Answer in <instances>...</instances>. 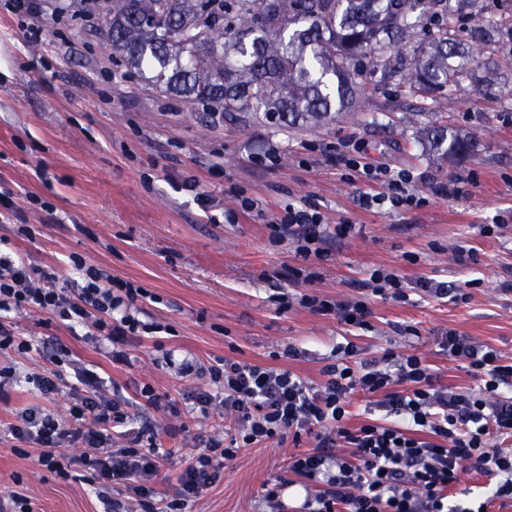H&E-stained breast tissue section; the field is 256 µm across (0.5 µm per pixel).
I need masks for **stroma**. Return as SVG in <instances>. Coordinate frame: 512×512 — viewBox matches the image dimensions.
Listing matches in <instances>:
<instances>
[{
    "mask_svg": "<svg viewBox=\"0 0 512 512\" xmlns=\"http://www.w3.org/2000/svg\"><path fill=\"white\" fill-rule=\"evenodd\" d=\"M478 12L451 15L449 28L468 43L471 29H498L500 38L483 56L451 59L469 76L424 94L378 73H363L362 112L335 122L289 129L257 116L245 123L191 108L181 98L147 89L124 76L99 29L108 2L94 0L92 19L80 15V0H43L35 25L43 40L28 42L17 19L0 9V191L22 208L32 238L14 236V217L0 216V238H10L29 263H66L78 252L113 277L140 283L160 297L143 307V320L171 327L162 349L152 340L130 342V363H114L93 344L62 326H44L43 315L20 318L35 336L36 351L0 355L19 374L39 371L44 351L55 343L70 347L94 365L112 398L132 400L138 422L161 423L159 413L136 405L143 384L175 399L194 392L201 379L179 376L161 362L196 358L210 365L231 358L290 369L313 383L337 345L354 342L364 360L385 350L407 352L396 325L412 326L418 353L438 384L459 390L478 383L458 362L440 352L435 338L448 330L512 357V0H480ZM446 126L449 133L474 136L478 149L447 160L421 131ZM361 140L372 161L419 176L423 206L396 212L364 211L355 199L360 184L329 166L323 152L337 140ZM474 174L462 199L433 193L431 179ZM194 179L195 191L182 189ZM214 199L204 213L197 194ZM54 206L53 213L31 210L28 195ZM258 200L265 213L289 201L315 202L329 223L349 220L354 233L337 241L326 260L314 262L319 279L293 283V248L272 243L264 215L244 213L243 198ZM237 213L234 223L225 211ZM502 218L491 235L481 225ZM473 256L457 262L458 247ZM394 269L409 290L407 302L368 298L370 326L361 330L334 315L299 305L279 308L278 289L316 293L332 299L363 295L360 282L375 267ZM423 278L466 288L467 300L436 299L416 283ZM307 349L309 359L282 357L288 345ZM71 392L54 399L22 387L0 401V512L11 495L29 500L33 512H104L85 481L65 479L41 465L40 448L18 445L6 428L16 410L32 405L66 414ZM303 438L243 450L225 461L223 474L187 512H297L267 500L268 488L288 477L293 454L311 449Z\"/></svg>",
    "mask_w": 512,
    "mask_h": 512,
    "instance_id": "35a3bbf8",
    "label": "stroma"
}]
</instances>
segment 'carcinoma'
I'll list each match as a JSON object with an SVG mask.
<instances>
[{
    "mask_svg": "<svg viewBox=\"0 0 512 512\" xmlns=\"http://www.w3.org/2000/svg\"><path fill=\"white\" fill-rule=\"evenodd\" d=\"M479 0H110L101 28L127 70L144 85L182 97L231 122L259 114L294 127L364 107L356 76L379 72L420 92L458 78L448 58L473 53L441 27L404 47L421 18L435 23ZM427 139L454 159L477 139L431 129Z\"/></svg>",
    "mask_w": 512,
    "mask_h": 512,
    "instance_id": "1",
    "label": "carcinoma"
}]
</instances>
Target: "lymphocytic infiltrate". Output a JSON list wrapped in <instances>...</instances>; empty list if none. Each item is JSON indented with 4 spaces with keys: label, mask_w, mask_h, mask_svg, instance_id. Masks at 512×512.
Segmentation results:
<instances>
[{
    "label": "lymphocytic infiltrate",
    "mask_w": 512,
    "mask_h": 512,
    "mask_svg": "<svg viewBox=\"0 0 512 512\" xmlns=\"http://www.w3.org/2000/svg\"><path fill=\"white\" fill-rule=\"evenodd\" d=\"M328 160L349 169L364 184L358 196L365 209H411L417 203L415 180L367 160L361 143L329 149ZM272 242H290L299 268L327 259L332 243L350 236L355 226L328 223L309 200L288 203L267 219ZM72 278H61L56 266H35L16 252L0 251V352L29 353L32 337L19 332L15 318L41 314L105 349L112 361L127 359L130 339L156 338L163 327L141 320V305L158 303L143 285L112 278L79 253L70 254ZM298 303L312 312L336 314L339 321L367 328L370 309L359 298L336 301L301 295ZM444 354L472 374L479 392L437 385L419 353L387 352L381 363L356 361L353 344L337 347L324 380L313 385L289 369L231 359L205 367L192 359L174 361L182 376H205L210 389L192 394L201 415L221 409L234 415L238 427L229 441L197 437L194 451L177 475L174 498L152 485L167 465L170 452L157 432L134 428V418L121 400L104 395L96 372L77 368L70 349L57 345L42 372L18 376L14 367L0 368V396L26 383L45 399L65 385L75 371L83 389L75 393L67 415L31 406L16 413L8 431L14 439L41 447L40 462L62 478L81 468L108 512H182L188 501L217 481L225 461L246 448L302 436L315 446L293 455L288 470L301 478L307 493L301 512H488L493 500L512 499V449L494 447V438L512 435V362L498 351L454 330L439 337ZM365 402L367 420L350 426L354 395ZM79 448L71 457L65 450ZM488 477L487 497L469 506L453 502L449 492L461 472ZM133 483L134 501L116 498L120 485Z\"/></svg>",
    "instance_id": "lymphocytic-infiltrate-1"
}]
</instances>
